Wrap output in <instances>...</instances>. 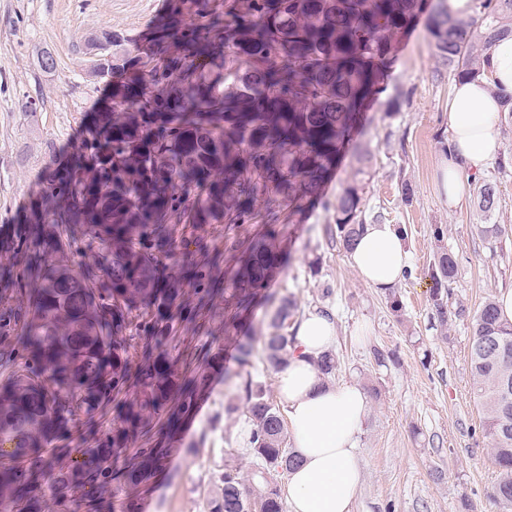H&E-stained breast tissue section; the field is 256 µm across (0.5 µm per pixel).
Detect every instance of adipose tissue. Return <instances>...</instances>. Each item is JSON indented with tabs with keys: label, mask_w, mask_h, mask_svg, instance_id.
<instances>
[{
	"label": "adipose tissue",
	"mask_w": 512,
	"mask_h": 512,
	"mask_svg": "<svg viewBox=\"0 0 512 512\" xmlns=\"http://www.w3.org/2000/svg\"><path fill=\"white\" fill-rule=\"evenodd\" d=\"M505 93H512V39L487 50L479 76L453 82L448 136L435 171L449 207L461 205L503 148L500 114ZM348 259L369 286L383 293L397 285L410 263L400 229L379 222L366 225ZM335 350V313L310 311L297 324L294 344L276 373L288 432L300 459L283 491L288 512H351L361 484L355 442L370 401L356 383L324 381L316 362Z\"/></svg>",
	"instance_id": "ef3b65f1"
}]
</instances>
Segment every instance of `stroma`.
I'll list each match as a JSON object with an SVG mask.
<instances>
[{
    "label": "stroma",
    "instance_id": "obj_1",
    "mask_svg": "<svg viewBox=\"0 0 512 512\" xmlns=\"http://www.w3.org/2000/svg\"><path fill=\"white\" fill-rule=\"evenodd\" d=\"M167 0H0V227L18 223L30 198L44 187L46 171L83 140V131L105 101L104 83L90 72L96 63L86 39L109 30L130 44L145 45L166 14ZM426 13L396 39V55L382 91L366 112L363 138L372 151L362 180L367 223L397 225L411 254V274L392 294L370 288L336 243L330 207L355 176L344 156L325 182L322 199L280 227L283 268L272 277L238 331L240 341L261 349L267 326L285 297L300 312L328 307L336 313L335 382H356L371 411L356 446L363 478L352 512H499L493 498L499 472L483 411L470 376L472 318L498 288L512 286V166H490L499 205L483 213L476 199L448 208L439 196L435 165L446 135L448 92L454 76L443 65ZM51 52L55 67L38 59ZM38 112L21 111L26 97ZM502 224L500 243L488 244L481 225ZM458 262L448 304L460 317L440 327L430 301L428 268L437 244L435 226ZM399 308H391V299ZM224 300H216L205 330L178 331L168 361L180 381L205 374L203 359L188 348L223 352L224 375L207 377L196 396L199 409L175 430L171 451L140 499L149 512H212L227 447L242 476L255 466L245 450L248 413L236 397L237 353L224 337ZM388 352L378 365L373 349ZM235 404L231 416L224 407Z\"/></svg>",
    "mask_w": 512,
    "mask_h": 512
}]
</instances>
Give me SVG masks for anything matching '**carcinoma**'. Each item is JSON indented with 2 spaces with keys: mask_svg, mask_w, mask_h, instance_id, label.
Segmentation results:
<instances>
[{
  "mask_svg": "<svg viewBox=\"0 0 512 512\" xmlns=\"http://www.w3.org/2000/svg\"><path fill=\"white\" fill-rule=\"evenodd\" d=\"M425 9L426 0H171L146 56L98 60L91 75L107 100L25 223L0 234L13 260L0 276V337H11L0 345L1 501L15 512H98L117 480L123 512H134L167 455L139 441L169 413L174 322L197 325L211 295L209 238L220 224L267 226L234 256L230 335L279 270L276 226L320 200L345 151L366 174L365 105L395 36ZM430 26L443 63L474 77L484 49L512 38V0H476L468 19L443 8ZM123 45L110 31L87 39L92 52ZM478 196L484 212L496 208L493 183ZM361 205L358 181L336 199L345 251L364 229ZM85 249L98 251L96 264L81 262ZM457 268L438 247L431 301L445 328L461 315L448 306ZM298 320L283 300L263 337L267 366L286 359ZM472 328L471 375L499 468L494 500L512 512V324L487 300ZM238 351L256 471L246 481L224 463L213 512H284L278 477L298 458L253 379L252 347Z\"/></svg>",
  "mask_w": 512,
  "mask_h": 512,
  "instance_id": "carcinoma-1",
  "label": "carcinoma"
}]
</instances>
